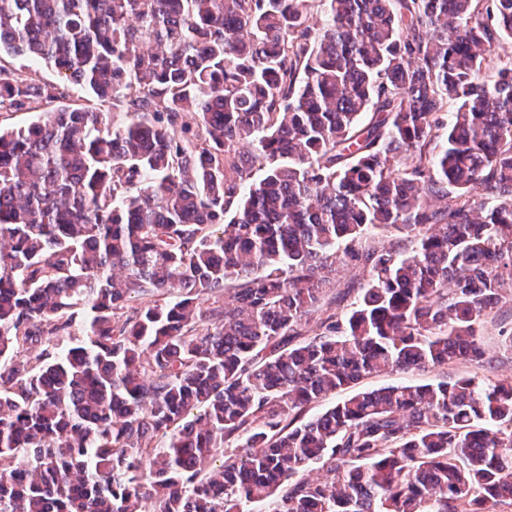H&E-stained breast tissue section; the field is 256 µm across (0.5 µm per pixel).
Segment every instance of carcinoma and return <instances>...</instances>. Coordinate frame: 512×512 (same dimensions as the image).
<instances>
[{"instance_id":"carcinoma-1","label":"carcinoma","mask_w":512,"mask_h":512,"mask_svg":"<svg viewBox=\"0 0 512 512\" xmlns=\"http://www.w3.org/2000/svg\"><path fill=\"white\" fill-rule=\"evenodd\" d=\"M506 41L512 0H0L62 79L0 65V512L512 508L511 379L357 388L512 299Z\"/></svg>"}]
</instances>
